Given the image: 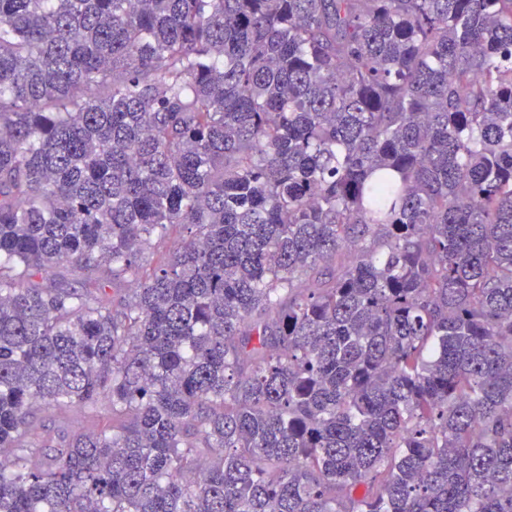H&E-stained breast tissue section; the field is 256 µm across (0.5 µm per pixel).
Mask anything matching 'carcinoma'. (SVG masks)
<instances>
[{
    "label": "carcinoma",
    "instance_id": "cac0c4a2",
    "mask_svg": "<svg viewBox=\"0 0 512 512\" xmlns=\"http://www.w3.org/2000/svg\"><path fill=\"white\" fill-rule=\"evenodd\" d=\"M0 512H512V0H0ZM53 277L77 284L84 283L93 285L102 282L106 278V273L103 269L80 270L71 267H61L54 270ZM59 421H65L66 426L69 430L72 431H81L85 428H96L101 429L105 426L112 425V415L110 414L109 407L106 403L99 405L97 410V417L93 423L87 422V419L84 418L83 414L76 409L67 411L65 413H59L50 411L47 413L41 412L36 416V423L39 425L38 433L43 432L41 429L44 424L45 429H52L55 425H58Z\"/></svg>",
    "mask_w": 512,
    "mask_h": 512
}]
</instances>
